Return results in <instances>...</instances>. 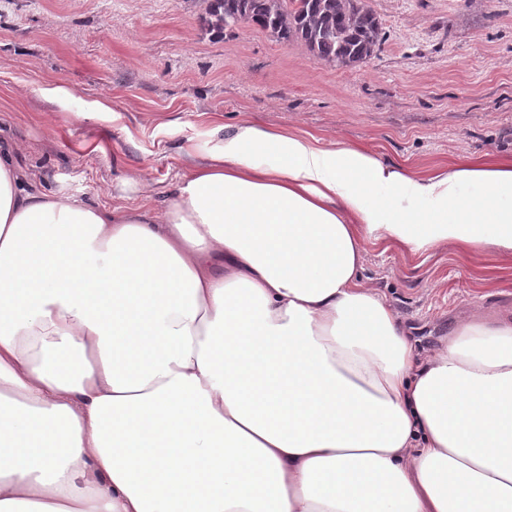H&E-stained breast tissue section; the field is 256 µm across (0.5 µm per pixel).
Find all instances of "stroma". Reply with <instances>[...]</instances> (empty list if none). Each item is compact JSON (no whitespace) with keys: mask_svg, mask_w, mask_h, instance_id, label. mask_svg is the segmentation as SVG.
<instances>
[{"mask_svg":"<svg viewBox=\"0 0 512 512\" xmlns=\"http://www.w3.org/2000/svg\"><path fill=\"white\" fill-rule=\"evenodd\" d=\"M384 41L340 70L256 28L208 27L205 0H0V123L35 188L132 204L142 170L164 201L215 120L243 117L363 143L424 170L512 154V0H367ZM67 85L64 105L42 88ZM107 102L110 114L88 112ZM363 276L429 348L462 314L512 316V256L368 242Z\"/></svg>","mask_w":512,"mask_h":512,"instance_id":"35a3bbf8","label":"stroma"}]
</instances>
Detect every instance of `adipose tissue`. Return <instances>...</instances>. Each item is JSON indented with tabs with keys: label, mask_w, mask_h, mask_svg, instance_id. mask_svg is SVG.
<instances>
[{
	"label": "adipose tissue",
	"mask_w": 512,
	"mask_h": 512,
	"mask_svg": "<svg viewBox=\"0 0 512 512\" xmlns=\"http://www.w3.org/2000/svg\"><path fill=\"white\" fill-rule=\"evenodd\" d=\"M212 136L161 205L0 146V512H512V321L422 353L361 275L372 240L512 254V157Z\"/></svg>",
	"instance_id": "obj_1"
}]
</instances>
